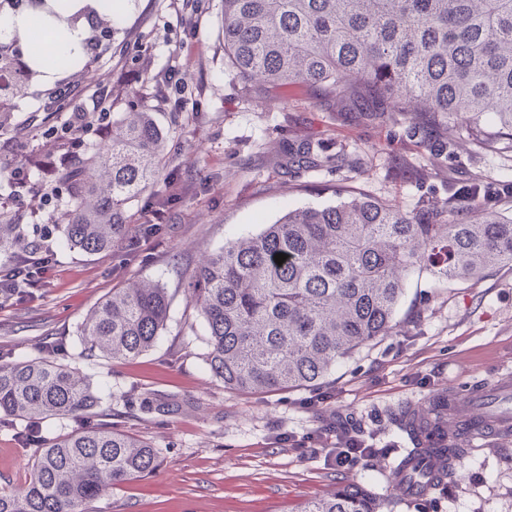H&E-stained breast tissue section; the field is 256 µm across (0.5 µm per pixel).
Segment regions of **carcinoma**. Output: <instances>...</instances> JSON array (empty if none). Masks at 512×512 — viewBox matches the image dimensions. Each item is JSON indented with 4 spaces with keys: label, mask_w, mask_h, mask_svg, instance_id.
Returning a JSON list of instances; mask_svg holds the SVG:
<instances>
[{
    "label": "carcinoma",
    "mask_w": 512,
    "mask_h": 512,
    "mask_svg": "<svg viewBox=\"0 0 512 512\" xmlns=\"http://www.w3.org/2000/svg\"><path fill=\"white\" fill-rule=\"evenodd\" d=\"M26 3L28 25L44 27L32 46L19 30L0 29V117L15 111L33 80L52 70L74 74L89 47L120 24L103 0H0V16ZM222 43L245 81L308 85L344 98L348 110L386 121L420 113L412 126L437 156L460 134L486 140L492 114L512 137V0H222ZM438 123L448 135L428 138ZM105 151L74 144L55 158L53 176L68 198L62 243L87 254L134 244L152 231L132 208L165 167L163 130L143 101L118 113ZM317 142L288 148L297 166L316 164ZM480 179L441 204L407 211L389 200L349 192L335 205L287 210L257 233L238 236L196 268L187 290L206 332L202 359L224 389L271 395L314 390L336 363L389 335L407 274L429 272L442 283L512 269V214L480 194ZM18 224H0V263L29 251ZM288 255L282 264L274 256ZM168 288L148 278L114 288L78 325L89 359L133 360L166 328ZM101 397L58 344L47 354L0 363V427L25 423L22 438L38 448L28 483L0 491V512H85L106 488L159 466L157 449L102 421L58 437L41 424L97 414ZM145 412L179 410L173 396L148 393ZM368 489L347 483L296 512H380Z\"/></svg>",
    "instance_id": "cac0c4a2"
}]
</instances>
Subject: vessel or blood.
Instances as JSON below:
<instances>
[{"instance_id": "b4317fda", "label": "vessel or blood", "mask_w": 512, "mask_h": 512, "mask_svg": "<svg viewBox=\"0 0 512 512\" xmlns=\"http://www.w3.org/2000/svg\"><path fill=\"white\" fill-rule=\"evenodd\" d=\"M512 438V372L498 374L479 386H453L448 390V451L412 448L389 467L388 480L409 501L427 499L454 478L460 468L461 448H486ZM423 465L428 480L408 483L409 471Z\"/></svg>"}]
</instances>
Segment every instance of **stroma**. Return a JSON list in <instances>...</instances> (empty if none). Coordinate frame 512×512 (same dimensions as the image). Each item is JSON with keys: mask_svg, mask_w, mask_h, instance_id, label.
<instances>
[{"mask_svg": "<svg viewBox=\"0 0 512 512\" xmlns=\"http://www.w3.org/2000/svg\"><path fill=\"white\" fill-rule=\"evenodd\" d=\"M191 4L187 23L169 0H124L112 37V62L132 78L115 109L150 96L176 165L134 205L139 214L158 215V231L135 249L89 255L43 236L66 209V197L52 201L39 225L25 211L10 215L31 240L46 241L53 269L29 296L0 301V360L44 355L50 342L66 338L69 357L102 398V412L159 451L154 473L105 490L87 512H295L347 482L376 495L382 512H512V440L469 449L458 486L417 504L404 501L387 477L399 451L411 445L402 410L426 406L449 386L512 371L511 270L449 286L426 273L410 276L395 329L338 362L315 404L307 390L264 398L225 390L200 358L205 330L188 327L193 308L184 287L227 238L259 231L291 207L332 205L353 189L413 210L444 201L449 188L476 177L493 191L512 177V140L491 148L460 143L437 159L410 134L414 116L372 123L304 85L246 83L224 58L221 0ZM170 69L183 83L168 99L140 80ZM63 82L51 74L31 87L0 127V145L61 124L64 113L48 107ZM309 136L323 141L326 154H343L345 164H288L289 144ZM132 276L158 281L172 296L158 342L130 361L81 358L78 324ZM146 392L175 395L184 409L157 418L141 413L135 398ZM339 423L371 435L379 456L342 471L279 439ZM34 454L13 430L0 428V490L25 485Z\"/></svg>", "mask_w": 512, "mask_h": 512, "instance_id": "stroma-1", "label": "stroma"}]
</instances>
